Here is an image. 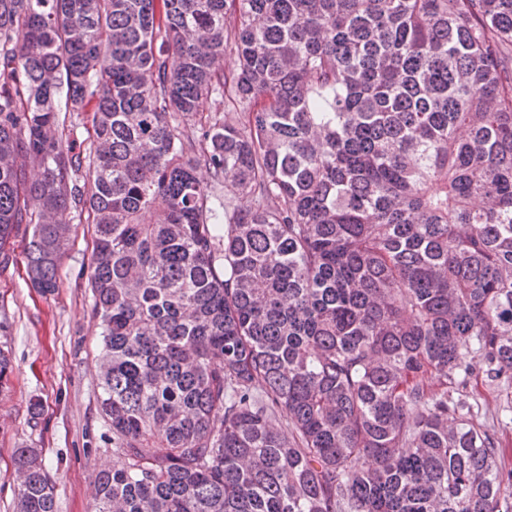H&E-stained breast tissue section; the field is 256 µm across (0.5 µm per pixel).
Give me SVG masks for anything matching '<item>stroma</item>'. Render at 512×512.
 Here are the masks:
<instances>
[{
  "mask_svg": "<svg viewBox=\"0 0 512 512\" xmlns=\"http://www.w3.org/2000/svg\"><path fill=\"white\" fill-rule=\"evenodd\" d=\"M27 241L24 231L12 238L13 260L0 268V343L13 360L0 387V512L16 510L14 453L22 446L40 450L56 512H89L98 471L115 461L97 401L99 336L87 286L93 227L72 226L51 295L30 286Z\"/></svg>",
  "mask_w": 512,
  "mask_h": 512,
  "instance_id": "35a3bbf8",
  "label": "stroma"
}]
</instances>
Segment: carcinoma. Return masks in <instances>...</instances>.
Here are the masks:
<instances>
[{
	"instance_id": "1",
	"label": "carcinoma",
	"mask_w": 512,
	"mask_h": 512,
	"mask_svg": "<svg viewBox=\"0 0 512 512\" xmlns=\"http://www.w3.org/2000/svg\"><path fill=\"white\" fill-rule=\"evenodd\" d=\"M510 61L512 0H0V263L94 225L91 512H512Z\"/></svg>"
}]
</instances>
